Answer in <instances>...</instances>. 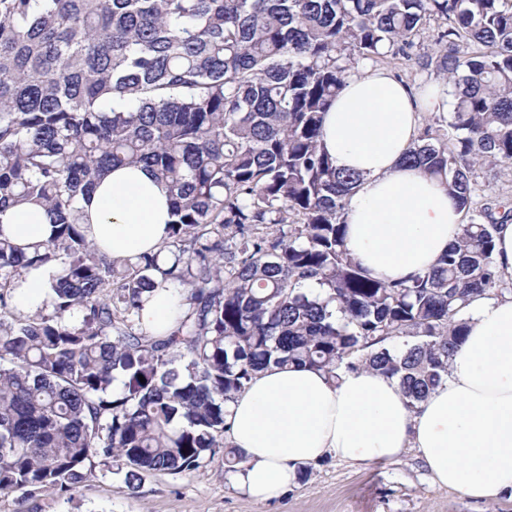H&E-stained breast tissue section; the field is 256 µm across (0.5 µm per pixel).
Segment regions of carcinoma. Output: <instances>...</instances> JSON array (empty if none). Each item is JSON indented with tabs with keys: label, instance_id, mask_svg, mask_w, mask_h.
<instances>
[{
	"label": "carcinoma",
	"instance_id": "cac0c4a2",
	"mask_svg": "<svg viewBox=\"0 0 512 512\" xmlns=\"http://www.w3.org/2000/svg\"><path fill=\"white\" fill-rule=\"evenodd\" d=\"M428 29L435 61L415 53ZM389 58L443 74L448 131L426 127L404 162L463 213L438 263L397 281L351 257L360 176L321 147L340 61ZM487 161L512 162V0H0V210L51 220L23 245L0 225V495L66 493L99 466L134 489L220 448L234 472L225 405L272 364L370 368L416 407L472 299L512 295L494 259L512 195L485 198ZM138 164L167 186L168 238L114 259L78 203ZM43 265L51 310L16 312ZM167 283L180 312L154 336L142 296Z\"/></svg>",
	"mask_w": 512,
	"mask_h": 512
}]
</instances>
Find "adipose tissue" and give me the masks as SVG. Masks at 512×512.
<instances>
[{
	"label": "adipose tissue",
	"mask_w": 512,
	"mask_h": 512,
	"mask_svg": "<svg viewBox=\"0 0 512 512\" xmlns=\"http://www.w3.org/2000/svg\"><path fill=\"white\" fill-rule=\"evenodd\" d=\"M448 107L447 86L412 100L388 70L349 76L326 112L321 144L336 167L360 174L345 222L352 257L373 276L400 279L424 271L455 243L462 215L443 186L402 158L423 114ZM81 206L95 245L115 258L158 249L171 204L141 166L115 168ZM0 226L22 243L49 236L38 206L0 212ZM52 267L27 271L12 304L23 314L50 305ZM177 288L143 298L140 322L158 334L176 315ZM467 335L447 378L418 409L393 380L365 369L331 382L308 367H269L226 404L229 437L247 460L235 483L253 500L279 497L306 464L331 455L371 465L417 449L432 481L489 501L512 491V296L474 298Z\"/></svg>",
	"instance_id": "obj_1"
}]
</instances>
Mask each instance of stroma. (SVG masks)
<instances>
[{
	"label": "stroma",
	"mask_w": 512,
	"mask_h": 512,
	"mask_svg": "<svg viewBox=\"0 0 512 512\" xmlns=\"http://www.w3.org/2000/svg\"><path fill=\"white\" fill-rule=\"evenodd\" d=\"M0 512H512V497L477 503L439 487L408 448L369 466L325 457L305 466L281 498L261 503L235 484L219 452L178 475H144L133 490L122 476L99 474L61 495L18 491L0 497Z\"/></svg>",
	"instance_id": "stroma-1"
}]
</instances>
